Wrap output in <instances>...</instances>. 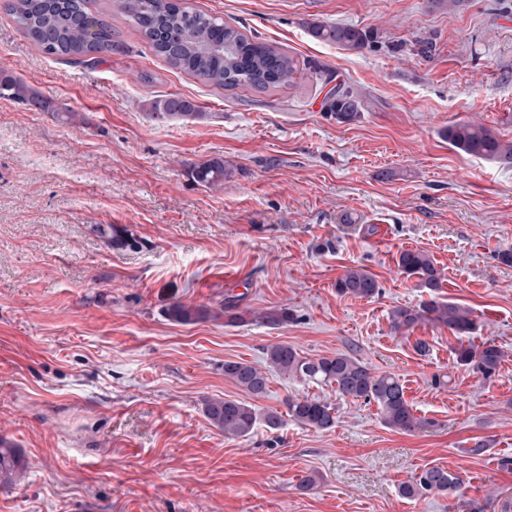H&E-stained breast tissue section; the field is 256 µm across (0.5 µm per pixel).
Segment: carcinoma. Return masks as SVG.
I'll list each match as a JSON object with an SVG mask.
<instances>
[{
  "instance_id": "carcinoma-1",
  "label": "carcinoma",
  "mask_w": 512,
  "mask_h": 512,
  "mask_svg": "<svg viewBox=\"0 0 512 512\" xmlns=\"http://www.w3.org/2000/svg\"><path fill=\"white\" fill-rule=\"evenodd\" d=\"M125 11L157 55L168 64L206 83L225 89L249 86L267 90L290 80L296 71L295 61L274 46L253 40L218 17L195 11L183 0H125ZM8 11L22 32L52 57L78 62L95 54H110L115 46L112 24L90 8V0H11ZM311 35L345 49L356 50L368 42L367 33L351 26L327 23L309 24ZM0 99L44 107L39 94L31 86L12 75L0 74ZM152 116L167 121L191 120L203 116L189 100L169 95L152 104ZM358 101L349 89L336 91L329 110L338 119L350 121L356 116ZM448 142L465 154L488 161L512 163V142L503 141L491 130L474 124L458 123L448 127ZM227 175L224 160L195 165L192 178L206 186L224 183ZM399 270L420 279L422 287L433 292L441 287L442 275L429 254L420 250H404L397 262ZM342 295L373 298L380 293L376 278L366 269L349 267L336 280ZM168 316L180 324L224 318L230 325L260 321L280 327L294 320V314L280 308L259 316L238 306L223 303L218 309L176 301L170 304ZM394 332L413 331L424 325L444 326L456 336H469L477 328L474 310L452 300L432 298L415 306L394 308L389 316ZM456 362L484 378L496 374L504 360L503 350L490 342L479 346L460 344L454 349ZM267 364L277 373L321 386H328L343 399L374 402L384 423L394 429L411 432L432 424L416 416L405 399L403 385L390 374L378 375L357 357L347 353L309 359L287 343L265 349ZM224 376L252 395L267 390V377L248 362L224 363ZM287 416L301 426L326 431L336 423V407L318 396H297L286 400ZM204 412L210 424L228 439L250 435L257 421L270 429L282 424L274 411L263 414L248 404L234 399H209ZM19 452L0 448V476L12 475L20 466ZM460 479L447 469L431 467L419 479L400 486V493L413 498L422 492L450 495L457 490Z\"/></svg>"
}]
</instances>
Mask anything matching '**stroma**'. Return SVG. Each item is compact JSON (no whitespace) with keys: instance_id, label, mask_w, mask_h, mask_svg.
I'll use <instances>...</instances> for the list:
<instances>
[{"instance_id":"1","label":"stroma","mask_w":512,"mask_h":512,"mask_svg":"<svg viewBox=\"0 0 512 512\" xmlns=\"http://www.w3.org/2000/svg\"><path fill=\"white\" fill-rule=\"evenodd\" d=\"M185 2L294 58L293 78L210 86L157 56L122 0H91L112 54L60 60L0 8V73L50 104L0 99V442L25 465L0 512H451L447 496L399 492L432 466L485 512L512 505V165L448 142L460 122L512 141V0ZM312 21L370 39L322 42ZM342 85L360 103L346 122L327 106ZM170 93L203 119H153ZM215 157L223 184L194 183L190 166ZM408 249L441 270L433 294L474 309L471 343L502 348L495 376L457 364L448 329L391 330L393 308L432 294L399 270ZM352 266L378 296L337 292ZM177 300L295 319L182 325L165 314ZM282 342L394 375L429 426L390 428L375 403L273 371L260 397L225 377ZM298 395L332 402L335 427L285 417L230 440L204 413L225 397L285 416Z\"/></svg>"}]
</instances>
